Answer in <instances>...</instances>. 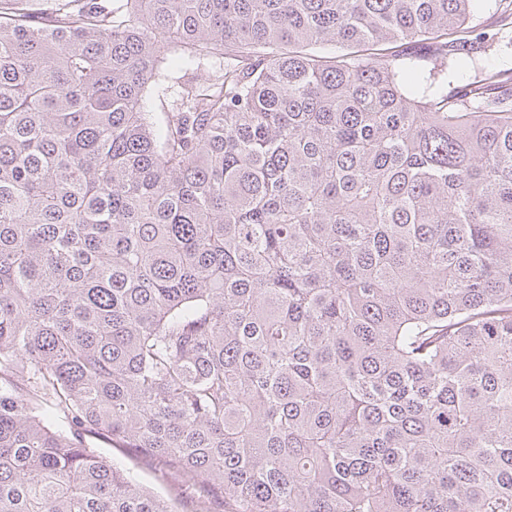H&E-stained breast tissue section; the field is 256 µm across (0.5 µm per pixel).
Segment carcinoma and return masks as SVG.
<instances>
[{
	"label": "carcinoma",
	"instance_id": "obj_1",
	"mask_svg": "<svg viewBox=\"0 0 512 512\" xmlns=\"http://www.w3.org/2000/svg\"><path fill=\"white\" fill-rule=\"evenodd\" d=\"M121 2L0 0V512H173L90 433L188 512H512V76L455 84L475 0ZM172 49L224 72L157 125ZM86 440L89 448H94L101 456L121 464L145 489L167 500L174 511L185 512L183 505L189 502L194 491L181 487L172 477L165 475L154 460L144 457L134 459L124 449L112 448L100 438L87 437Z\"/></svg>",
	"mask_w": 512,
	"mask_h": 512
}]
</instances>
